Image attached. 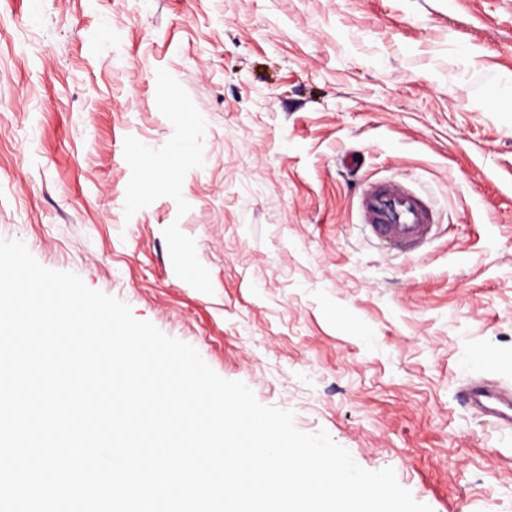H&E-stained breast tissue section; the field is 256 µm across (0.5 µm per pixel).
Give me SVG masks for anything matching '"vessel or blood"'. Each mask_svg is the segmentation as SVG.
Masks as SVG:
<instances>
[{
	"label": "vessel or blood",
	"instance_id": "obj_1",
	"mask_svg": "<svg viewBox=\"0 0 512 512\" xmlns=\"http://www.w3.org/2000/svg\"><path fill=\"white\" fill-rule=\"evenodd\" d=\"M126 158L133 167L150 173L167 169V158L128 147ZM358 214L371 236L395 247L411 248L431 237L433 208L413 189L393 181L367 185L358 199ZM466 401L495 417L499 427L512 431V389L489 386L471 379L463 389Z\"/></svg>",
	"mask_w": 512,
	"mask_h": 512
}]
</instances>
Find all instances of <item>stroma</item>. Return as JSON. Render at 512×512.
Listing matches in <instances>:
<instances>
[{
	"label": "stroma",
	"instance_id": "1",
	"mask_svg": "<svg viewBox=\"0 0 512 512\" xmlns=\"http://www.w3.org/2000/svg\"><path fill=\"white\" fill-rule=\"evenodd\" d=\"M512 0H0V239L392 468L431 512H512ZM189 155L138 196L125 148ZM425 194L392 251L366 183ZM358 214L371 236L395 247L411 248L431 237V202L393 181L367 185L358 199ZM466 401L496 418V424L512 431V391L506 387H490L482 378H472L464 386Z\"/></svg>",
	"mask_w": 512,
	"mask_h": 512
}]
</instances>
